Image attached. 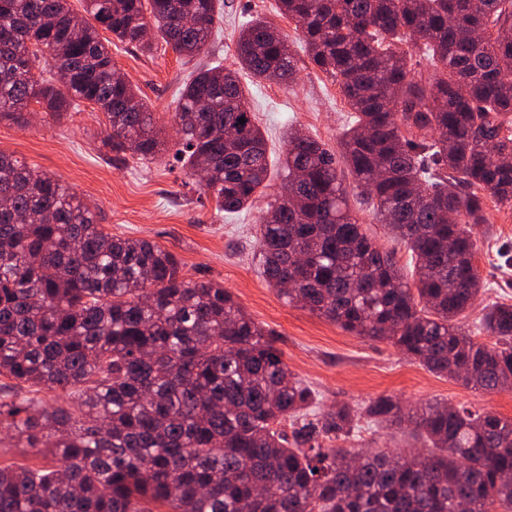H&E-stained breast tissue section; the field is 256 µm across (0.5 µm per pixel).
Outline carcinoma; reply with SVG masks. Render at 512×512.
I'll return each instance as SVG.
<instances>
[{
  "mask_svg": "<svg viewBox=\"0 0 512 512\" xmlns=\"http://www.w3.org/2000/svg\"><path fill=\"white\" fill-rule=\"evenodd\" d=\"M85 2L118 42L149 50L153 30L185 58L207 53L223 5ZM277 2L354 115L336 152L288 133V194L259 228L263 276L436 375L512 390V304L485 307L489 345L456 324L481 296L473 230L512 209V0ZM236 56L234 69L192 71L174 113L189 183L227 214L250 208L270 176L239 74H295L285 37L261 19L242 28ZM81 102L104 113L113 155L166 151L69 0H0V121L25 128L36 104L57 122ZM340 163L411 253L414 285L351 214ZM316 400L228 289L186 278L153 241L105 232L58 179L0 152V425L13 447L59 462L0 464V512H512V418L438 401L408 409L392 395L317 413ZM362 420L421 447L354 460L333 442L357 437Z\"/></svg>",
  "mask_w": 512,
  "mask_h": 512,
  "instance_id": "obj_1",
  "label": "carcinoma"
}]
</instances>
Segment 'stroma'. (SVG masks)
<instances>
[{"instance_id": "obj_1", "label": "stroma", "mask_w": 512, "mask_h": 512, "mask_svg": "<svg viewBox=\"0 0 512 512\" xmlns=\"http://www.w3.org/2000/svg\"><path fill=\"white\" fill-rule=\"evenodd\" d=\"M256 16L286 35L296 67V80L289 86L248 74L242 77L248 107L268 136L271 155L280 153L292 128L336 148L352 112L335 81L311 64L295 22L278 13L276 0H224L210 61L234 66L238 28ZM153 44L147 54L113 45L112 58L172 143L176 140L173 115L178 89L194 64L172 52L162 39H154ZM104 128L103 112L85 102L59 123L38 118L23 129L0 122V151L59 179L91 206L97 223L112 235L154 241L177 254L187 278L224 285L243 311L274 335L289 369L317 392L318 410L390 394L409 406L441 400L486 407L512 417V391L485 393L434 375L389 342L353 335L287 303L265 281L253 255L267 199L281 190L284 174L279 167L271 169L265 197L250 210L229 215L218 212L212 199L200 198L186 186L172 153L149 163L134 158L123 164L114 162L102 144ZM348 204L366 234L383 249L396 250L404 276H411L406 248L392 241L384 226L360 205L356 193H349ZM508 248L512 249V210L503 209L494 212L477 255L485 292L480 304L459 319L460 326L479 342L488 339L480 325L483 306L512 304V264L503 260Z\"/></svg>"}]
</instances>
